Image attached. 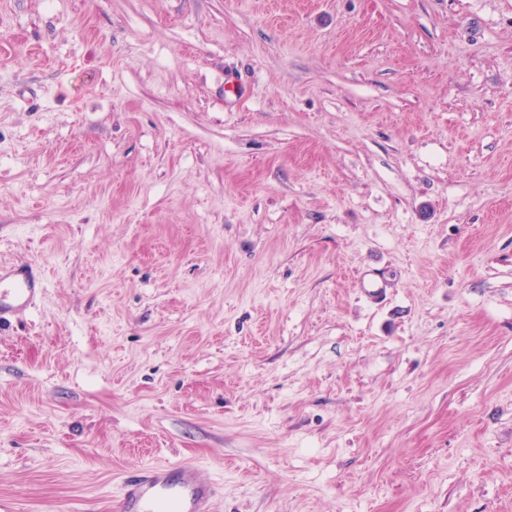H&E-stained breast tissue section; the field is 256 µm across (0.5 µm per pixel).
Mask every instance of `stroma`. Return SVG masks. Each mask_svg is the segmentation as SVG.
Wrapping results in <instances>:
<instances>
[{"mask_svg":"<svg viewBox=\"0 0 512 512\" xmlns=\"http://www.w3.org/2000/svg\"><path fill=\"white\" fill-rule=\"evenodd\" d=\"M22 263L20 512H512V0H0ZM219 486L193 463H156L124 475L119 512H212Z\"/></svg>","mask_w":512,"mask_h":512,"instance_id":"stroma-1","label":"stroma"}]
</instances>
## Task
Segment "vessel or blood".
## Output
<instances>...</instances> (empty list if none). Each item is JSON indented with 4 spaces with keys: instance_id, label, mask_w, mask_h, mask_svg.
<instances>
[{
    "instance_id": "b4317fda",
    "label": "vessel or blood",
    "mask_w": 512,
    "mask_h": 512,
    "mask_svg": "<svg viewBox=\"0 0 512 512\" xmlns=\"http://www.w3.org/2000/svg\"><path fill=\"white\" fill-rule=\"evenodd\" d=\"M44 281L31 266L0 267V323L32 308ZM219 486L193 463H156L124 475L119 512H213Z\"/></svg>"
}]
</instances>
